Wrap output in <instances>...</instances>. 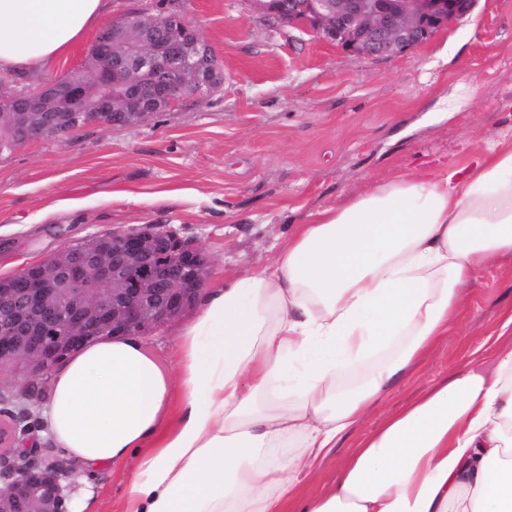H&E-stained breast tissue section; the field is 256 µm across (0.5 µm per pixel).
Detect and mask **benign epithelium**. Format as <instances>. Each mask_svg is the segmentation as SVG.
Returning a JSON list of instances; mask_svg holds the SVG:
<instances>
[{
	"mask_svg": "<svg viewBox=\"0 0 512 512\" xmlns=\"http://www.w3.org/2000/svg\"><path fill=\"white\" fill-rule=\"evenodd\" d=\"M290 25L363 57L402 52L466 15L476 0H254ZM224 74L196 29L178 12L121 13L90 47L82 76L40 88L0 90V118L21 145L86 125L127 126L219 90ZM205 252L148 225L89 238L0 285V360L40 377L49 359L89 341L148 336L191 310L203 291ZM30 427L0 428V512H69L61 483L67 463L35 456Z\"/></svg>",
	"mask_w": 512,
	"mask_h": 512,
	"instance_id": "1",
	"label": "benign epithelium"
}]
</instances>
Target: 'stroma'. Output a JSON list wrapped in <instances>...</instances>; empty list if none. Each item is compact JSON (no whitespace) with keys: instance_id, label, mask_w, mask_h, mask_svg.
Masks as SVG:
<instances>
[{"instance_id":"stroma-1","label":"stroma","mask_w":512,"mask_h":512,"mask_svg":"<svg viewBox=\"0 0 512 512\" xmlns=\"http://www.w3.org/2000/svg\"><path fill=\"white\" fill-rule=\"evenodd\" d=\"M179 11L212 48L224 84L209 97L129 126H86L0 155V277L84 239L154 225L199 246L207 287L252 275L316 209L365 194L411 168L463 162L512 144V0H475L469 13L392 56L363 58L311 29L259 12L253 0H109L108 16ZM480 91L447 121L436 100L470 79ZM512 313V261L493 263L467 291L458 325L381 411L414 398L449 368L476 362ZM187 317L143 337L175 367ZM48 381L0 382V423L28 418L47 455L61 451L44 412ZM136 464L75 466L69 501L120 512Z\"/></svg>"}]
</instances>
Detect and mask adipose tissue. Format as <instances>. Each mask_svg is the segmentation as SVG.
<instances>
[{"instance_id": "adipose-tissue-1", "label": "adipose tissue", "mask_w": 512, "mask_h": 512, "mask_svg": "<svg viewBox=\"0 0 512 512\" xmlns=\"http://www.w3.org/2000/svg\"><path fill=\"white\" fill-rule=\"evenodd\" d=\"M106 10L0 0V74L49 70ZM505 256L512 145L412 170L309 213L270 264L211 291L178 373L134 336L79 349L51 376L49 430L88 467L137 454L124 512H512V343L495 347L493 373L456 368L372 419ZM355 431L335 482L301 492Z\"/></svg>"}]
</instances>
